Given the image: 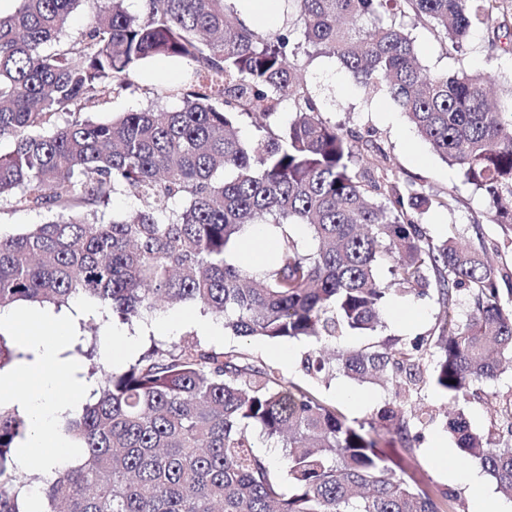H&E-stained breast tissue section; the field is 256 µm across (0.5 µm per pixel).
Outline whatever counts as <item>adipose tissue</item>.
<instances>
[{
	"mask_svg": "<svg viewBox=\"0 0 512 512\" xmlns=\"http://www.w3.org/2000/svg\"><path fill=\"white\" fill-rule=\"evenodd\" d=\"M0 326L15 327L33 355L16 373L0 375V403L19 406L29 424L17 451L19 463L24 468L52 470L65 463L70 453L69 440L58 432L57 424L87 391L74 365L59 357L68 339L69 320L22 322L13 313L1 311Z\"/></svg>",
	"mask_w": 512,
	"mask_h": 512,
	"instance_id": "obj_1",
	"label": "adipose tissue"
}]
</instances>
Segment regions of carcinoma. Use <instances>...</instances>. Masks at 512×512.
<instances>
[{"mask_svg":"<svg viewBox=\"0 0 512 512\" xmlns=\"http://www.w3.org/2000/svg\"><path fill=\"white\" fill-rule=\"evenodd\" d=\"M0 14V205L50 215L0 235V310L56 309L83 297L102 313L140 320L163 303H190L236 336L305 340L301 365L322 381L342 375L387 387L368 421L344 413L271 365L194 336L97 380L63 434L82 454L38 488L16 460L27 422L0 404V512H458L451 489L412 485L400 473L431 411L426 387L467 400L512 357V268L487 247L435 240L418 222L439 196L389 172L369 132L329 124L293 62L301 48L336 58L367 96L384 94L432 150L481 190L486 218L512 224V96L492 104L488 71L431 73L396 16L428 26L448 51L486 34L487 61L512 35V0H287L293 27L260 34L226 0H14ZM89 20L76 39L71 13ZM173 58L187 84H164L172 111L152 107L105 121L81 117L129 91L145 62ZM288 103L293 118L279 125ZM259 119L244 139L234 125ZM361 140V150L353 141ZM128 195L134 213L105 209ZM274 229L276 256L236 265L246 229ZM308 226L311 245L291 231ZM392 262V280L378 278ZM445 310L438 334L373 333L392 292ZM466 316L454 308L460 295ZM21 354L0 333V372ZM282 442L287 473L254 449L251 432ZM448 430L459 458L512 498V405L497 436L458 413Z\"/></svg>","mask_w":512,"mask_h":512,"instance_id":"cac0c4a2","label":"carcinoma"}]
</instances>
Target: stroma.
Here are the masks:
<instances>
[{
  "mask_svg": "<svg viewBox=\"0 0 512 512\" xmlns=\"http://www.w3.org/2000/svg\"><path fill=\"white\" fill-rule=\"evenodd\" d=\"M404 27L415 38L419 60L430 72L473 71L486 65L485 34L474 31L463 54H447L430 31L413 19H405ZM297 66L307 83L323 117L330 123L345 129L366 134L374 130L385 149L387 165L398 177L425 183L431 193L453 195L452 209L432 210L424 214L422 222L428 233L434 237L453 235L469 244L479 239H493L500 242L501 249L492 254L494 264L512 266V229L503 225L483 221L486 201L480 191L466 183L457 167L448 165L433 153L429 145L414 131L405 115L393 107L385 95L368 98L349 81L335 58L297 55ZM189 76L188 66L181 61L160 58L145 64L135 75L137 90L134 94L111 100L98 108L89 110V118L100 121L116 112H128L147 107L171 109L173 100L158 97L157 89L164 82H184ZM416 311V319L406 321L402 311ZM73 321V336L62 350L64 360L75 364L78 373L88 374L91 370H110V363L103 358L106 337L112 330L111 321L103 320L100 314L86 307L83 300L70 302L67 309ZM441 310L435 300L412 296L393 297L384 316L381 336H395L409 339L432 332L437 326ZM208 316L197 313L195 321L183 323L169 335H157L151 328L150 320H138L126 325L129 335L138 341L139 352H146L151 344L173 345L184 336L198 334V325L207 321ZM203 343L218 348L233 347L255 360L272 365L288 380L302 384L311 378L302 369L300 360L307 346L297 341H268L257 337H238L229 332L217 336H203ZM291 352L290 361L277 358V351ZM322 396L331 402L342 403L349 421H363L370 418L388 400L386 389L372 384L356 385L344 377H336L320 385ZM512 400V365H506L504 374L492 384L482 387L478 397L468 400H453L432 388H425L418 401L433 410L435 419L423 432L416 449L417 465L409 469L406 480L417 481L442 489L450 488L459 495L462 512L474 508L470 490L462 481L451 479L446 468L435 461L441 450L455 451L456 444L446 428L447 415L465 413L472 427L480 432H492L497 428V410L506 401Z\"/></svg>",
  "mask_w": 512,
  "mask_h": 512,
  "instance_id": "obj_1",
  "label": "stroma"
}]
</instances>
